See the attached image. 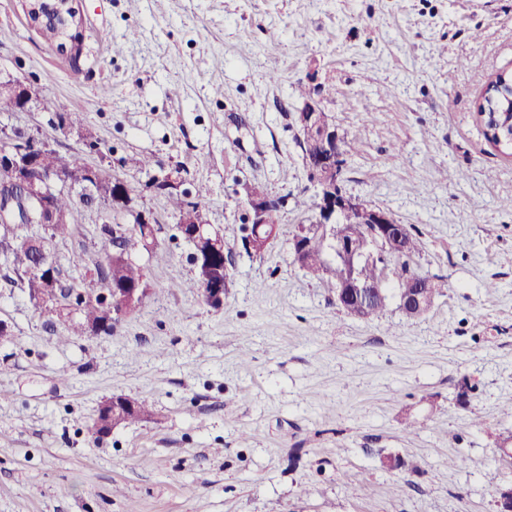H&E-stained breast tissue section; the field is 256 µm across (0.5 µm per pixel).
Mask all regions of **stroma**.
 <instances>
[{
    "label": "stroma",
    "instance_id": "obj_1",
    "mask_svg": "<svg viewBox=\"0 0 512 512\" xmlns=\"http://www.w3.org/2000/svg\"><path fill=\"white\" fill-rule=\"evenodd\" d=\"M86 61L73 72L0 0V81L38 101L0 112L60 153H81L160 221L140 309L101 336L48 325L0 264V512H497L512 487V156L476 106L512 70V0H83ZM329 86L323 106L356 141L346 192L414 225L415 266L441 277L431 310L396 303L370 319L339 309L293 262L313 209L298 143L296 88ZM65 102L74 131L43 99ZM179 171L209 194L224 236V306L193 289L191 246L149 173ZM461 181H451L455 172ZM249 181L280 199L278 239L241 245ZM104 213L84 212L55 251L93 272ZM248 362H241V353ZM148 401L153 420L105 437L103 398ZM418 428L407 431L405 419ZM458 457V466L448 464ZM401 460L391 469L386 458ZM496 473L488 483L487 473Z\"/></svg>",
    "mask_w": 512,
    "mask_h": 512
}]
</instances>
